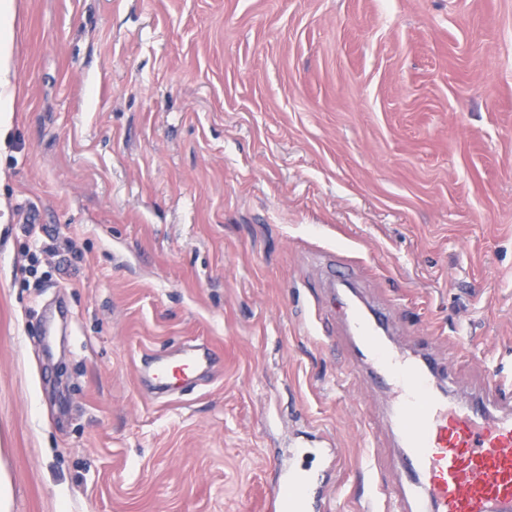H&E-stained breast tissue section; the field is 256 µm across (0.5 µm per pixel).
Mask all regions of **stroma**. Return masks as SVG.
I'll return each instance as SVG.
<instances>
[{"instance_id": "stroma-1", "label": "stroma", "mask_w": 512, "mask_h": 512, "mask_svg": "<svg viewBox=\"0 0 512 512\" xmlns=\"http://www.w3.org/2000/svg\"><path fill=\"white\" fill-rule=\"evenodd\" d=\"M0 144L10 512H331L398 453L323 277L457 398L512 372V0H14ZM71 264L15 278L24 213ZM220 361L158 398L144 358ZM280 512H324V476L284 478L278 482Z\"/></svg>"}]
</instances>
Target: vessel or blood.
I'll list each match as a JSON object with an SVG mask.
<instances>
[{
	"label": "vessel or blood",
	"mask_w": 512,
	"mask_h": 512,
	"mask_svg": "<svg viewBox=\"0 0 512 512\" xmlns=\"http://www.w3.org/2000/svg\"><path fill=\"white\" fill-rule=\"evenodd\" d=\"M342 318L375 380L393 400L386 419L400 454L394 464L399 498L393 512H512V376L493 369L487 394L449 398L439 365L427 354L391 347L380 321L345 300ZM202 347L180 360H156L152 379L170 390L214 361ZM280 512H325L324 478L278 482Z\"/></svg>",
	"instance_id": "obj_1"
}]
</instances>
